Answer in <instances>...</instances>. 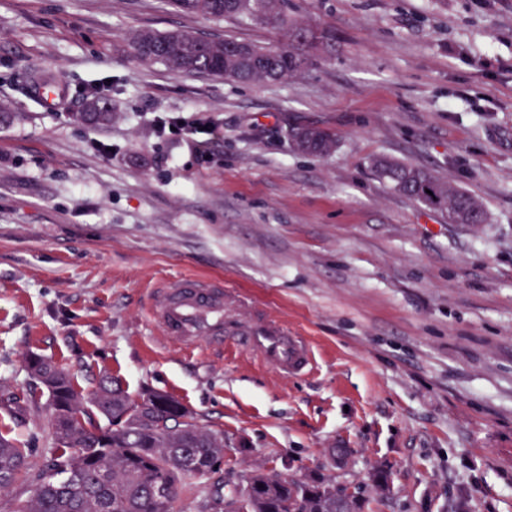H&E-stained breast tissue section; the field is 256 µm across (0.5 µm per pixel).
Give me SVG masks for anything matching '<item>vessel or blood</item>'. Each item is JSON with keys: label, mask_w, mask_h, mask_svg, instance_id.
Segmentation results:
<instances>
[{"label": "vessel or blood", "mask_w": 512, "mask_h": 512, "mask_svg": "<svg viewBox=\"0 0 512 512\" xmlns=\"http://www.w3.org/2000/svg\"><path fill=\"white\" fill-rule=\"evenodd\" d=\"M150 318L163 336L186 349L208 341L223 354L244 350L284 375L309 373L313 352L282 320L248 298L227 291L222 282L174 278L157 291Z\"/></svg>", "instance_id": "1"}]
</instances>
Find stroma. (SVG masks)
Instances as JSON below:
<instances>
[{"instance_id": "stroma-1", "label": "stroma", "mask_w": 512, "mask_h": 512, "mask_svg": "<svg viewBox=\"0 0 512 512\" xmlns=\"http://www.w3.org/2000/svg\"><path fill=\"white\" fill-rule=\"evenodd\" d=\"M312 62L275 83L172 74L138 30L284 43L168 0H0V396L24 356L108 371L223 431L215 483L313 471L365 512H512V0H288ZM32 72L65 77L49 107ZM112 120L80 118L95 84ZM204 119L206 144L160 135ZM329 131L320 156L289 131ZM108 144V153L98 144ZM386 157L474 196L451 224L375 174ZM212 277L309 339L314 371L183 351L149 317L170 278ZM46 470V407L0 411ZM344 466H332L335 455ZM391 472L376 494L375 468Z\"/></svg>"}]
</instances>
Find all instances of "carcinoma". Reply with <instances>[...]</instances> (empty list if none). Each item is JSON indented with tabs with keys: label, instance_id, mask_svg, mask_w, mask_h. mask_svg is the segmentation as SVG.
Segmentation results:
<instances>
[{
	"label": "carcinoma",
	"instance_id": "obj_1",
	"mask_svg": "<svg viewBox=\"0 0 512 512\" xmlns=\"http://www.w3.org/2000/svg\"><path fill=\"white\" fill-rule=\"evenodd\" d=\"M179 11L213 20L238 17L269 22L299 43L313 37L288 17V0H170ZM131 55L160 63L175 75L224 78L239 83L279 81L310 63L285 47L234 39H205L189 30H139ZM105 99L94 98L83 119L110 120ZM296 148L309 155L329 151L333 136L304 126L291 130ZM379 175L414 199L430 190L443 199L436 211L450 224H480L481 203L432 173L387 159L375 161ZM26 369L37 394L47 396L54 470L30 473L28 454L8 429L0 428V488L20 478L32 486L23 512H174L188 479H204L224 464V432L199 425L193 413L169 394L146 389L131 397L119 379L98 373L82 387L61 365L31 352ZM107 421L103 425L100 420ZM224 505L233 512H362V498L336 489L320 472L302 478L255 470L240 477Z\"/></svg>",
	"mask_w": 512,
	"mask_h": 512
}]
</instances>
